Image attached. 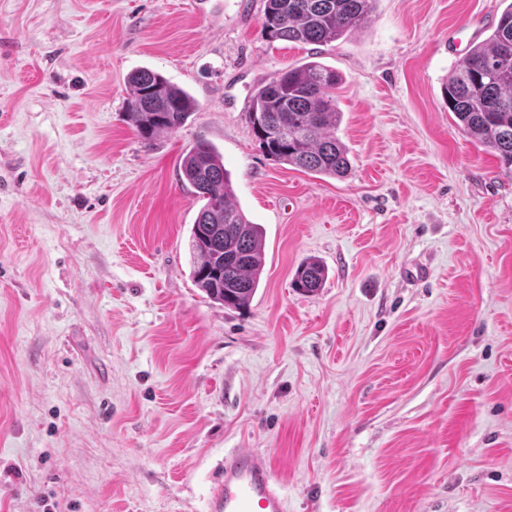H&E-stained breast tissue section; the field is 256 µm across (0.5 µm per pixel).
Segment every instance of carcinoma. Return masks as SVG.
I'll use <instances>...</instances> for the list:
<instances>
[{
    "label": "carcinoma",
    "mask_w": 512,
    "mask_h": 512,
    "mask_svg": "<svg viewBox=\"0 0 512 512\" xmlns=\"http://www.w3.org/2000/svg\"><path fill=\"white\" fill-rule=\"evenodd\" d=\"M375 0H266L262 36L272 41L326 44L361 28ZM336 70L311 60L275 74L252 97L247 122L272 161L330 177L350 168L336 137L340 111ZM126 116L147 145L181 127L196 109L193 96L160 73L142 68L128 77ZM455 123L479 146L492 150L512 173V0L484 41L473 45L444 86ZM183 181L205 204L191 228V276L213 301L246 307L260 283L262 230L233 201L222 155L198 141L181 157ZM325 267L308 259L297 267L294 288L315 293Z\"/></svg>",
    "instance_id": "1"
}]
</instances>
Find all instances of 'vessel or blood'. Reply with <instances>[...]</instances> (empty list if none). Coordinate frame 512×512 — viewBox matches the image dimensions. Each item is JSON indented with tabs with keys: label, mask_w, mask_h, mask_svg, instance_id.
I'll use <instances>...</instances> for the list:
<instances>
[{
	"label": "vessel or blood",
	"mask_w": 512,
	"mask_h": 512,
	"mask_svg": "<svg viewBox=\"0 0 512 512\" xmlns=\"http://www.w3.org/2000/svg\"><path fill=\"white\" fill-rule=\"evenodd\" d=\"M216 512H288L267 454L235 448L224 454V479L215 495Z\"/></svg>",
	"instance_id": "obj_1"
}]
</instances>
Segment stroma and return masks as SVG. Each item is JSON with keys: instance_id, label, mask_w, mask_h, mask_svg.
<instances>
[{"instance_id": "35a3bbf8", "label": "stroma", "mask_w": 512, "mask_h": 512, "mask_svg": "<svg viewBox=\"0 0 512 512\" xmlns=\"http://www.w3.org/2000/svg\"><path fill=\"white\" fill-rule=\"evenodd\" d=\"M504 7L375 0L314 45L264 39L265 0H0V512H211L233 448L270 454L288 512H512V174L442 93ZM315 57L341 178L245 119ZM143 67L197 104L149 147ZM200 140L263 228L241 310L190 275ZM325 277V267L316 260L308 259L297 267L293 286L305 293H315L322 287Z\"/></svg>"}]
</instances>
